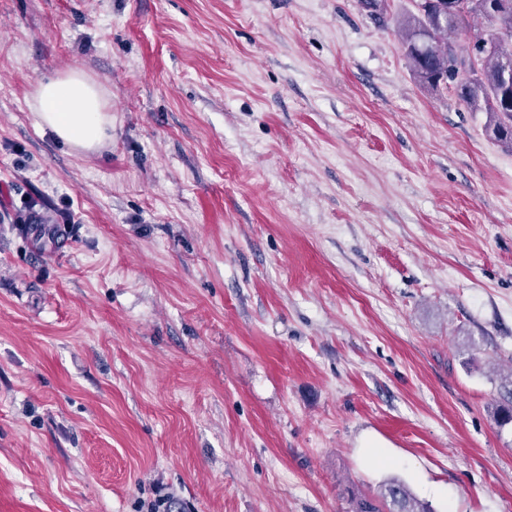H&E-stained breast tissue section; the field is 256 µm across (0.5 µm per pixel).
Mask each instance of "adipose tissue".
I'll return each instance as SVG.
<instances>
[{"mask_svg":"<svg viewBox=\"0 0 512 512\" xmlns=\"http://www.w3.org/2000/svg\"><path fill=\"white\" fill-rule=\"evenodd\" d=\"M41 126L60 140L91 150L112 135V116L98 86L77 71L51 75L34 93Z\"/></svg>","mask_w":512,"mask_h":512,"instance_id":"1","label":"adipose tissue"}]
</instances>
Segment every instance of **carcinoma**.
I'll return each mask as SVG.
<instances>
[{"instance_id": "cac0c4a2", "label": "carcinoma", "mask_w": 512, "mask_h": 512, "mask_svg": "<svg viewBox=\"0 0 512 512\" xmlns=\"http://www.w3.org/2000/svg\"><path fill=\"white\" fill-rule=\"evenodd\" d=\"M480 17L495 32L459 48L450 37ZM405 58L416 78L432 88H453L475 111L488 112L502 147L512 150V0H416L402 22ZM352 512H433L401 482L376 495H359Z\"/></svg>"}]
</instances>
